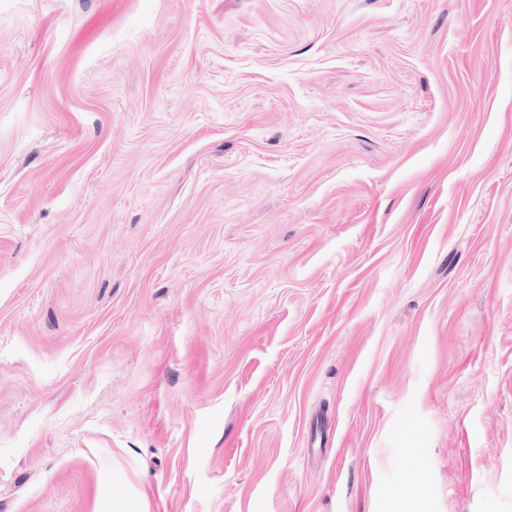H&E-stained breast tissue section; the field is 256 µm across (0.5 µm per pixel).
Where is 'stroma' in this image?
Segmentation results:
<instances>
[{
  "label": "stroma",
  "instance_id": "stroma-1",
  "mask_svg": "<svg viewBox=\"0 0 512 512\" xmlns=\"http://www.w3.org/2000/svg\"><path fill=\"white\" fill-rule=\"evenodd\" d=\"M512 512V0H0V512Z\"/></svg>",
  "mask_w": 512,
  "mask_h": 512
}]
</instances>
